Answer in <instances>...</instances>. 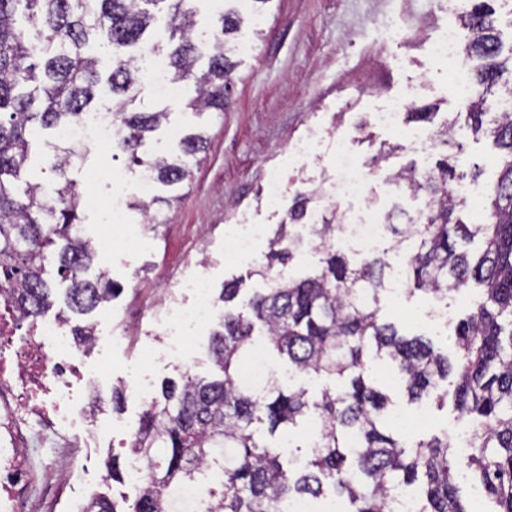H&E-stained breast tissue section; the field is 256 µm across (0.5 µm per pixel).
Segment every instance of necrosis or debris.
Returning a JSON list of instances; mask_svg holds the SVG:
<instances>
[{
  "label": "necrosis or debris",
  "mask_w": 512,
  "mask_h": 512,
  "mask_svg": "<svg viewBox=\"0 0 512 512\" xmlns=\"http://www.w3.org/2000/svg\"><path fill=\"white\" fill-rule=\"evenodd\" d=\"M461 39L456 28L444 30L430 44L434 59L446 62L460 101L472 89L467 79ZM119 132L113 110L93 113L89 120L64 129L62 140L110 145ZM366 173L355 169L340 188L322 190L326 205L339 207L343 241L357 251L371 253L387 236L382 212L363 207ZM325 207L310 211L308 222L297 231L307 237L310 227L322 223ZM191 294L188 306H167L156 316L165 350L176 354L185 338L206 327L212 317L211 284L205 271L181 282ZM84 347L57 318L30 324L20 319L5 295H0V512H17L21 502L35 501L47 477L37 455L47 436H55L60 450L85 445L90 421L102 395L83 367Z\"/></svg>",
  "instance_id": "1"
}]
</instances>
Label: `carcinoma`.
Here are the masks:
<instances>
[{
  "instance_id": "cac0c4a2",
  "label": "carcinoma",
  "mask_w": 512,
  "mask_h": 512,
  "mask_svg": "<svg viewBox=\"0 0 512 512\" xmlns=\"http://www.w3.org/2000/svg\"><path fill=\"white\" fill-rule=\"evenodd\" d=\"M234 2L224 0L228 8L203 47L195 38L191 0H0V289L27 321L44 317L54 304L44 278L52 247H59L57 276L68 283L65 303L72 312L88 315L115 295L106 274L86 276L96 251L79 236L81 195L70 177L85 160V147L51 144L55 188L48 200L41 184L23 181L30 138L81 123L103 81L119 101L112 146L166 186L190 180L207 145L198 123H191L177 151L141 152L147 136L167 124L170 108L129 110L140 94L139 55L146 47L156 53L145 33L164 14L171 43L166 74L173 83L195 84L182 112L196 119L224 111L237 67L232 42L249 21L229 7ZM463 26L464 58L479 61L469 76L479 92L464 104L466 117L472 132L498 150V177L480 219L465 221L468 199L456 183L464 145L455 140L457 121L448 120L436 130L434 148L455 152L429 172L412 164L393 173L411 194L429 197L419 222L389 227L393 249L412 242L405 252L409 293L446 299L473 282L484 286L486 298L455 326L454 356L448 344L410 337L381 314L389 263L370 255L350 266L335 249L333 217L314 230L315 272L299 279L280 275L302 245L292 228L307 222L313 201L299 193L288 222L269 240L266 263L253 271L273 286L245 293L235 279L218 294L224 315L210 355L220 376L206 380L187 370L181 381L161 384L129 448L144 474L136 499L121 507L100 496L86 512H177L178 490L188 482L199 487V512H280L287 500L328 492L347 498L346 512H392L394 492L415 484L426 501L421 512H473L454 482L461 464L496 504L493 512H512V112H496L488 121L483 112L487 96L512 97V53L503 55L497 16L486 0H476ZM103 56L110 60L105 77L98 69ZM203 58L206 68L199 72ZM476 238L482 252L474 260L458 242ZM259 326L267 347L296 371L334 379L319 400L309 402L303 388L284 389L274 375L260 390L240 386ZM383 360L399 375L410 403L450 405L469 424L465 460L448 432L414 435L386 414L389 398L374 373ZM311 409L316 435L299 444L307 449L304 462L257 436L262 425L270 434L297 427Z\"/></svg>"
}]
</instances>
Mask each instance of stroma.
<instances>
[{"instance_id":"35a3bbf8","label":"stroma","mask_w":512,"mask_h":512,"mask_svg":"<svg viewBox=\"0 0 512 512\" xmlns=\"http://www.w3.org/2000/svg\"><path fill=\"white\" fill-rule=\"evenodd\" d=\"M471 5L472 0H270L256 26L243 27L240 40L247 48L235 55L230 106L204 114L207 148L191 182L174 191L154 186L149 213L158 216L160 226H144L145 213L127 211V230L114 235L111 252L98 254L87 273L91 279L107 273L118 288L116 298L89 317L102 338L87 363L104 390L118 387L125 395L121 404H106L97 448L71 449L69 464L77 468L88 461L100 470L108 454H125L143 406L126 390L130 378L146 380L154 393L162 380L187 370L214 377L211 328L189 337L185 356L176 360L158 341L153 319L169 303L172 286L201 266L213 291L235 277L243 278L248 290L263 288V281L248 272L264 262L267 240L257 242L254 259L225 263L231 247L226 225L242 218L275 230L286 218L291 195L336 180L337 138H347L359 163L377 154L381 143L394 145V153L381 164L390 173L416 160L403 138L414 123L401 121L396 133L376 128L368 138L354 131L368 120L369 109L403 95L409 86L420 88L410 106H437L434 125L461 111L447 64L434 59L428 46ZM313 132L318 135L313 155L299 166L291 151ZM465 144L470 162L481 168L480 176L468 181L479 201L495 181L498 152L483 137H466ZM272 170L281 173L289 192L276 208L264 201ZM70 176L89 195L79 216L85 235L92 237L109 221L103 199L116 190L135 194L140 170L125 158H113L111 150L91 146ZM174 192L180 202L166 206L164 197ZM384 286L383 310L399 327L435 340L446 336L445 324L429 317L437 304L433 296L408 293L390 276ZM148 347L153 353L147 357L143 351Z\"/></svg>"}]
</instances>
